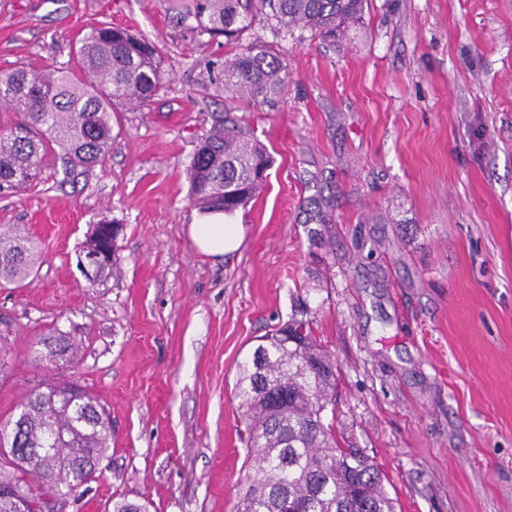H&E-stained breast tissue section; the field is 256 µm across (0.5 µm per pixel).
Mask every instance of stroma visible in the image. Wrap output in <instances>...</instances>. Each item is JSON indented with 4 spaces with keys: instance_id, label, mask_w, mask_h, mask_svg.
I'll return each mask as SVG.
<instances>
[{
    "instance_id": "1",
    "label": "stroma",
    "mask_w": 512,
    "mask_h": 512,
    "mask_svg": "<svg viewBox=\"0 0 512 512\" xmlns=\"http://www.w3.org/2000/svg\"><path fill=\"white\" fill-rule=\"evenodd\" d=\"M110 22L159 50L161 91L117 113L104 165L47 158L0 196V227L42 246L38 277L0 289V422L71 381L112 418L96 481L54 512H231L247 483L238 363L274 325L313 320L336 363L337 422L401 512H512V0H367L332 46L253 25L288 67L283 103L232 101L223 40L164 0H0V72L52 73ZM232 108L273 159L237 223L241 249L194 247L187 169ZM120 226L117 270L78 264ZM74 358H50L52 331ZM120 227L112 221H102L96 224L83 247L84 257H94L97 263V277L112 275L116 264V240Z\"/></svg>"
}]
</instances>
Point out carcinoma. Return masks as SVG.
<instances>
[{
  "label": "carcinoma",
  "mask_w": 512,
  "mask_h": 512,
  "mask_svg": "<svg viewBox=\"0 0 512 512\" xmlns=\"http://www.w3.org/2000/svg\"><path fill=\"white\" fill-rule=\"evenodd\" d=\"M365 0H169L181 23L212 38L237 43L260 18L275 17L287 30H309L336 42L359 23ZM288 81V68L274 48L256 41L224 60V87L256 108L276 106ZM163 83L156 48L129 30L103 22L81 39L74 66L48 76L23 66L0 74V103L23 119L0 131V193H18L40 174L49 154L65 170L84 172L105 162L112 145V115L148 106ZM272 160L255 143L250 128L231 112L216 121L197 145L188 169L190 198L203 212L231 216L244 209L264 186ZM119 225H95L83 247L97 263V277L112 274ZM40 246L16 229L0 228V288L34 281ZM298 328L302 343L286 345L282 335ZM265 340L261 371L247 357L238 366L234 395L245 426V464L252 470L235 512H281L279 498L307 506L306 512H398V502L384 486L385 475L373 457L350 444L337 429L336 374L321 371L324 357L312 322L293 318ZM40 343L60 357L73 350L60 333ZM269 379L288 384V405L269 410L260 391ZM74 403H52L37 392L18 406L24 431L0 435V466L32 474L40 492L30 494L29 512H42V500L79 499L93 466L105 455L112 426L96 421L105 414L99 401L77 389ZM62 442L58 454L38 452L48 435Z\"/></svg>",
  "instance_id": "obj_1"
}]
</instances>
